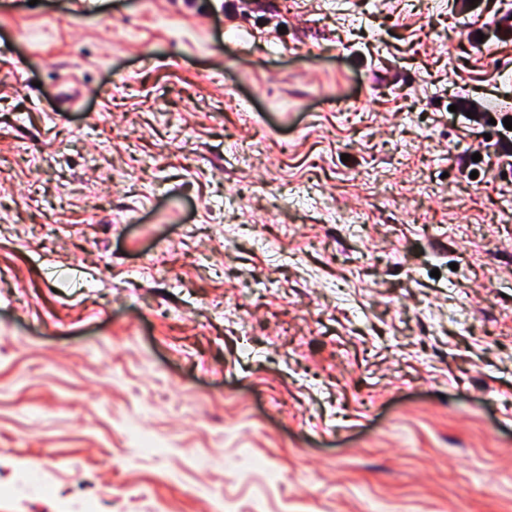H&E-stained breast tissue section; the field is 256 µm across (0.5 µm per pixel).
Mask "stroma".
I'll list each match as a JSON object with an SVG mask.
<instances>
[{"instance_id": "1", "label": "stroma", "mask_w": 512, "mask_h": 512, "mask_svg": "<svg viewBox=\"0 0 512 512\" xmlns=\"http://www.w3.org/2000/svg\"><path fill=\"white\" fill-rule=\"evenodd\" d=\"M500 7L0 0V512H512Z\"/></svg>"}]
</instances>
